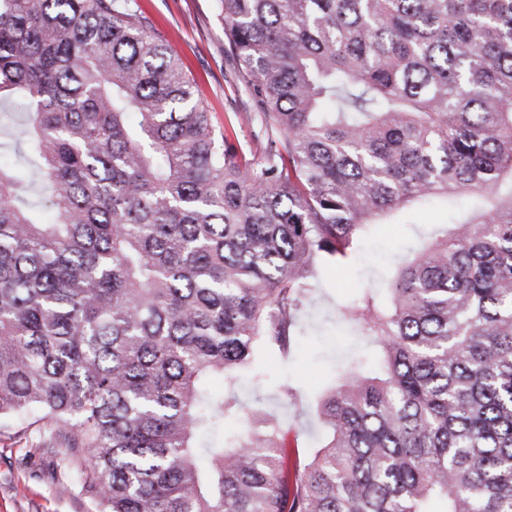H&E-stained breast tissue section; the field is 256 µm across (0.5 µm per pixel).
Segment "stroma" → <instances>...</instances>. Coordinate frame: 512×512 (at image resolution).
Instances as JSON below:
<instances>
[{"mask_svg": "<svg viewBox=\"0 0 512 512\" xmlns=\"http://www.w3.org/2000/svg\"><path fill=\"white\" fill-rule=\"evenodd\" d=\"M141 10L161 32L193 78L200 96L213 114L216 130L233 121L245 149L260 154L255 140L254 107L248 93L236 84L234 61L224 52V19L217 0H137ZM442 205L411 212L406 223L380 230L343 275L321 274L303 314L304 331L288 363L265 362L271 378L288 376L298 390L294 401H283L245 372H238L236 390L246 404L244 413L225 418L228 429L251 427L265 413L274 412L285 425L288 461L303 460L318 445L317 402L353 361L374 367L378 350L369 337L338 318L339 308L364 289L384 290L388 267L397 262L396 242L416 241L433 225L446 223ZM60 471L55 453L13 427L0 428V512H98L89 494L58 487Z\"/></svg>", "mask_w": 512, "mask_h": 512, "instance_id": "obj_1", "label": "stroma"}]
</instances>
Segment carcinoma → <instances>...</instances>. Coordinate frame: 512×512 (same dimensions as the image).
Returning <instances> with one entry per match:
<instances>
[{"label":"carcinoma","instance_id":"cac0c4a2","mask_svg":"<svg viewBox=\"0 0 512 512\" xmlns=\"http://www.w3.org/2000/svg\"><path fill=\"white\" fill-rule=\"evenodd\" d=\"M219 9L253 161L136 0H0V105L50 187L0 162V418L99 512H512V0ZM459 196L490 206L341 308L383 370L339 379L294 478L279 420L224 431L207 379L264 382L324 264Z\"/></svg>","mask_w":512,"mask_h":512}]
</instances>
